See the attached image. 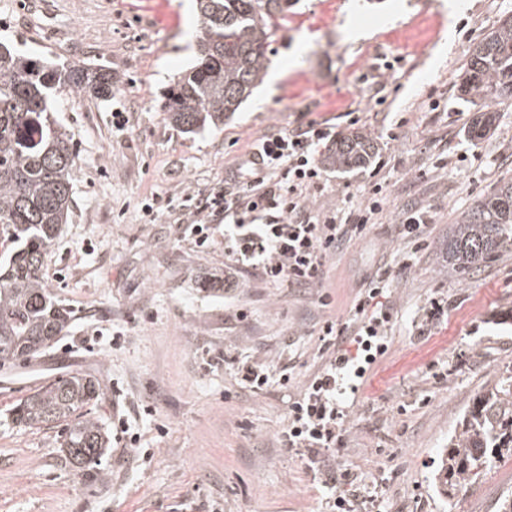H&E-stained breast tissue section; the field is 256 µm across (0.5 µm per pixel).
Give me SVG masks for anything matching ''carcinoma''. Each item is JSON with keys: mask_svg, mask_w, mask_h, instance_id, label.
<instances>
[{"mask_svg": "<svg viewBox=\"0 0 512 512\" xmlns=\"http://www.w3.org/2000/svg\"><path fill=\"white\" fill-rule=\"evenodd\" d=\"M291 0H196L198 63L175 85L164 111L179 129L218 128L260 83L268 47L288 18ZM116 81L104 67L46 63L0 43V238L13 249L0 266V361L25 360L62 335L70 313L42 278V258L66 223L76 173L73 135L52 115L56 96L73 91L112 98ZM458 93L478 107L470 134L495 120L489 101L512 97V17L468 52ZM376 144L352 132L336 140L323 162L338 170L371 163ZM459 275L512 249V177L502 179L462 214L439 244ZM100 396L97 380L71 373L35 391L13 411L24 427L68 422L62 446L83 470L108 448L102 423L87 416ZM512 450V370L498 378L464 415L442 452L436 480L443 491L470 484Z\"/></svg>", "mask_w": 512, "mask_h": 512, "instance_id": "cac0c4a2", "label": "carcinoma"}]
</instances>
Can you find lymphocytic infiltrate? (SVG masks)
Masks as SVG:
<instances>
[{
	"mask_svg": "<svg viewBox=\"0 0 512 512\" xmlns=\"http://www.w3.org/2000/svg\"><path fill=\"white\" fill-rule=\"evenodd\" d=\"M333 138L329 124L315 119L263 135L252 142L223 187L184 196L178 204L155 196L142 203L140 212L152 222L180 208L200 248L210 241L211 225H223L224 254L230 263L225 286H233L245 271L270 285L321 286L327 260L363 236L383 200L382 187L376 184L347 216L311 207L312 193L325 181L318 156ZM384 288V280L371 279L347 321L324 322L320 339L332 354L288 412L284 439L289 447L311 455L335 447L346 419L344 396L359 388L388 350L391 314L375 303Z\"/></svg>",
	"mask_w": 512,
	"mask_h": 512,
	"instance_id": "obj_1",
	"label": "lymphocytic infiltrate"
}]
</instances>
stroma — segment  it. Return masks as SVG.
I'll return each mask as SVG.
<instances>
[{
    "instance_id": "obj_1",
    "label": "stroma",
    "mask_w": 512,
    "mask_h": 512,
    "mask_svg": "<svg viewBox=\"0 0 512 512\" xmlns=\"http://www.w3.org/2000/svg\"><path fill=\"white\" fill-rule=\"evenodd\" d=\"M509 16L512 0L455 11L448 0H295L268 54L279 80L258 84L223 128L186 133L162 104L196 61L194 0H0L1 42L59 65H106L119 83L106 101L66 92L56 103L77 173L41 273L71 319L47 349L0 365V512H327L337 492L356 512H498L512 456L449 496L435 475L463 414L512 369V252L461 276L437 246L512 177V100L494 103L477 140L473 107L457 97L469 47ZM311 119L379 145L366 168L327 169L315 210L343 212L372 185L384 190L366 233L329 259L323 288L246 273L224 292L222 226L199 248L179 210L142 223L145 197L222 186L256 136ZM410 206L429 215L417 245L397 234ZM381 273L389 351L350 398L339 443L309 461L282 435L329 358L318 328L347 320L364 278ZM257 361L272 382L254 394L241 375ZM75 372L99 383L89 415L130 424L83 471L63 457V424L12 419L21 400ZM347 471L354 484L341 482Z\"/></svg>"
}]
</instances>
